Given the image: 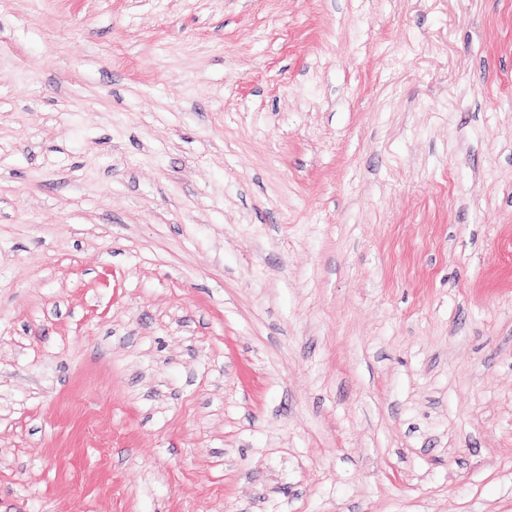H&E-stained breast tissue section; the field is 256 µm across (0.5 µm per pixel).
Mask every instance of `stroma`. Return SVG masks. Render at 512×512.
<instances>
[{
  "label": "stroma",
  "instance_id": "1",
  "mask_svg": "<svg viewBox=\"0 0 512 512\" xmlns=\"http://www.w3.org/2000/svg\"><path fill=\"white\" fill-rule=\"evenodd\" d=\"M0 512H512V0H0Z\"/></svg>",
  "mask_w": 512,
  "mask_h": 512
}]
</instances>
